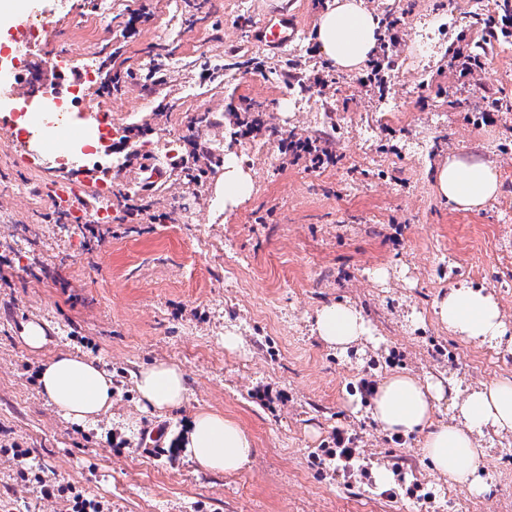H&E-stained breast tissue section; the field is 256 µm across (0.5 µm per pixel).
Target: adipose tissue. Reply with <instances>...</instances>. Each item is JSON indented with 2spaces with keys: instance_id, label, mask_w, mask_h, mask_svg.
I'll list each match as a JSON object with an SVG mask.
<instances>
[{
  "instance_id": "ef3b65f1",
  "label": "adipose tissue",
  "mask_w": 512,
  "mask_h": 512,
  "mask_svg": "<svg viewBox=\"0 0 512 512\" xmlns=\"http://www.w3.org/2000/svg\"><path fill=\"white\" fill-rule=\"evenodd\" d=\"M378 26L363 0H328L317 22V42L333 65L353 71L375 50ZM435 183L442 197L466 211L479 209L499 191L498 174L490 163L462 156L449 157L437 167ZM436 315L449 331L474 343L495 341L507 332L497 300L482 289L450 290L439 300ZM314 330L324 343L341 349L369 333L358 309L336 304L317 312ZM39 384L45 397L76 422L92 420L112 406V380L107 373L68 352L57 353L43 366ZM137 388L143 407L158 411L179 407L186 398L183 374L172 363L143 368ZM445 393L443 381L391 374L376 387L374 417L392 434H423V448L434 469L475 490L484 451L477 448L474 437L487 428L512 431V381L481 386L455 401L458 421L448 425L435 419V408ZM252 445L251 436L237 421L210 410L195 413L183 442L202 468L225 474L244 467Z\"/></svg>"
}]
</instances>
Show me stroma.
Wrapping results in <instances>:
<instances>
[{"mask_svg":"<svg viewBox=\"0 0 512 512\" xmlns=\"http://www.w3.org/2000/svg\"><path fill=\"white\" fill-rule=\"evenodd\" d=\"M379 20L404 19L402 42L384 93L369 94L354 74L334 71L318 92L288 84L326 58L314 30L326 0H149L150 20L121 32L138 0H37L50 31L36 30L21 62L54 52L81 72L83 122L109 127L110 185L151 186L155 223L123 219L115 198L96 240L54 208L52 185L82 172L55 157L10 163L28 134L18 110L40 99L45 83L15 96L0 128V512H71L74 496L110 512H512V432L478 439L487 455L482 493L451 484L425 456L420 434L396 444L362 401L360 378L407 373L476 388L512 381V34H491L503 0H364ZM294 12L293 42L272 50L255 22ZM469 46L486 66L466 84L448 66ZM165 83L146 91L153 65ZM132 71L121 97L100 93L106 70ZM262 113L267 132L238 133L236 107ZM142 126L126 159L127 127ZM329 140L334 164L316 171L290 164L279 134ZM210 165L199 182L189 138ZM252 178L244 202L224 205V157ZM464 154L491 163L496 197L475 211L443 199L435 170ZM493 292L509 332L477 344L450 333L434 310L460 285ZM355 306L372 335L338 350L313 331L323 306ZM48 338L31 350L29 323ZM240 338L236 350L225 334ZM94 362L112 379V408L97 423L72 422L50 404L39 371L58 352ZM176 364L188 399L176 409H143L141 367ZM269 387L271 405L255 397ZM238 421L254 451L237 473L216 474L181 446L196 411ZM355 435L372 469L399 471L431 497L382 495L313 455L336 430ZM28 450L26 462L13 449ZM62 485L37 498V478Z\"/></svg>","mask_w":512,"mask_h":512,"instance_id":"1","label":"stroma"}]
</instances>
